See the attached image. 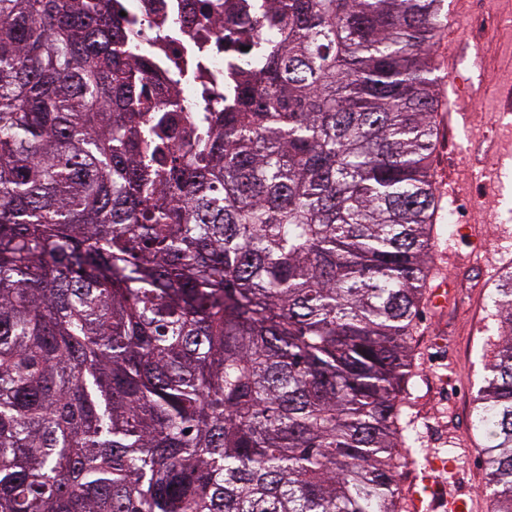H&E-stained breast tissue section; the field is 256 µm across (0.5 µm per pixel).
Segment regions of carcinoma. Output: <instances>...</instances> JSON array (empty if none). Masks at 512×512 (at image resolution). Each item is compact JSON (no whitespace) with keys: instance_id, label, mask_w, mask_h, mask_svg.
Masks as SVG:
<instances>
[{"instance_id":"carcinoma-1","label":"carcinoma","mask_w":512,"mask_h":512,"mask_svg":"<svg viewBox=\"0 0 512 512\" xmlns=\"http://www.w3.org/2000/svg\"><path fill=\"white\" fill-rule=\"evenodd\" d=\"M114 2L0 0V512H399L446 0H267L187 116ZM491 301L512 512V269Z\"/></svg>"}]
</instances>
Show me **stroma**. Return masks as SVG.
Wrapping results in <instances>:
<instances>
[{
	"label": "stroma",
	"mask_w": 512,
	"mask_h": 512,
	"mask_svg": "<svg viewBox=\"0 0 512 512\" xmlns=\"http://www.w3.org/2000/svg\"><path fill=\"white\" fill-rule=\"evenodd\" d=\"M448 2L437 56L456 58L458 82L478 96L469 100L467 117L452 118L456 93L448 83L439 85L434 172L441 210L429 282L452 283L455 294L442 307L422 304L414 329L405 402L415 461L400 484L420 482L430 458H442L441 494L468 499L471 512H492L472 409L489 344L499 333L491 288L499 271L512 267V114H504L498 97L512 84V0ZM477 198L483 201L478 209L472 206ZM452 209L467 234L450 227Z\"/></svg>",
	"instance_id": "1"
}]
</instances>
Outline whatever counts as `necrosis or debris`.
Returning <instances> with one entry per match:
<instances>
[{"mask_svg":"<svg viewBox=\"0 0 512 512\" xmlns=\"http://www.w3.org/2000/svg\"><path fill=\"white\" fill-rule=\"evenodd\" d=\"M124 23L137 31L140 56L151 63L154 97H177L184 111H196L202 88L193 77H173L169 65L205 51L215 74L243 65L247 47L275 43L279 31L255 27L265 0H119Z\"/></svg>","mask_w":512,"mask_h":512,"instance_id":"4bbe7bcc","label":"necrosis or debris"}]
</instances>
